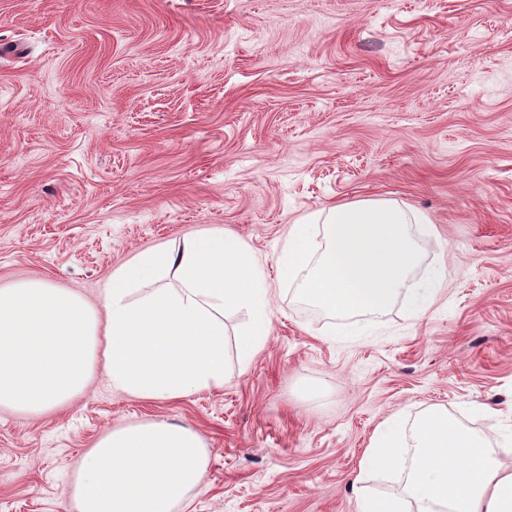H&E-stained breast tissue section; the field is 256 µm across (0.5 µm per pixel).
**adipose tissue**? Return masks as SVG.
<instances>
[{"label":"adipose tissue","mask_w":512,"mask_h":512,"mask_svg":"<svg viewBox=\"0 0 512 512\" xmlns=\"http://www.w3.org/2000/svg\"><path fill=\"white\" fill-rule=\"evenodd\" d=\"M317 238L292 225L278 276L315 308L375 321L396 300L423 317L434 272L410 233L424 214L367 199L331 207ZM241 313L235 338L225 310ZM271 330V285L250 247L220 232L138 254L113 276L101 307L44 280L0 289V408L39 415L68 404L103 368L113 391L172 400L224 384L227 348L248 368ZM208 464L200 436L166 423L105 432L79 459L75 512H172ZM360 470L405 474L402 492L362 499L360 512H512V469L488 438L442 411L412 428L381 427Z\"/></svg>","instance_id":"1"}]
</instances>
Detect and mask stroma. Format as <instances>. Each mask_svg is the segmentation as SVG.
<instances>
[{
	"label": "stroma",
	"instance_id": "1",
	"mask_svg": "<svg viewBox=\"0 0 512 512\" xmlns=\"http://www.w3.org/2000/svg\"><path fill=\"white\" fill-rule=\"evenodd\" d=\"M385 199L444 275L415 318L298 302L290 225ZM224 231L274 288L247 370L170 401L0 409V512H74L75 462L127 422L187 425L209 463L174 512H359L377 428L433 407L512 442V0H0V288L101 304L138 253Z\"/></svg>",
	"mask_w": 512,
	"mask_h": 512
}]
</instances>
